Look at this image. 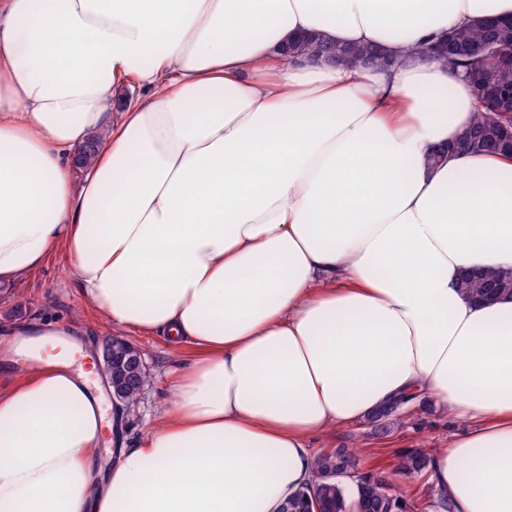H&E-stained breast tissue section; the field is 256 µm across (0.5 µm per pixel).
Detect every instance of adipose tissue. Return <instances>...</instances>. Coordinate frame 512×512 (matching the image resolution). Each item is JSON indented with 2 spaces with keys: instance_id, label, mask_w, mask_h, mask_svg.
<instances>
[{
  "instance_id": "adipose-tissue-1",
  "label": "adipose tissue",
  "mask_w": 512,
  "mask_h": 512,
  "mask_svg": "<svg viewBox=\"0 0 512 512\" xmlns=\"http://www.w3.org/2000/svg\"><path fill=\"white\" fill-rule=\"evenodd\" d=\"M494 16L512 0H0V285L63 255L111 328L194 351L131 448L71 339L19 323L0 512H280L310 437L411 395L465 425L435 494L512 512V296L460 287L512 269V157L429 163L478 105L412 52ZM305 32L406 61L283 56Z\"/></svg>"
}]
</instances>
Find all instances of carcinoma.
<instances>
[{
	"label": "carcinoma",
	"instance_id": "cac0c4a2",
	"mask_svg": "<svg viewBox=\"0 0 512 512\" xmlns=\"http://www.w3.org/2000/svg\"><path fill=\"white\" fill-rule=\"evenodd\" d=\"M456 50L438 59V63L460 71L478 70L497 84L512 88V68L500 66L494 54L473 57L466 53L474 43H494L502 35L490 31L485 23H476L451 31ZM288 49L314 60L338 63L344 66L365 62L377 50L368 46L340 47L323 42L313 35L302 36ZM512 129V101L498 108L485 106L477 112L471 126L457 139L462 153H494L498 149L500 132ZM461 288L472 297L492 299L512 295V270L487 269L466 275ZM408 400L401 399L390 408L370 419L374 431L385 433L402 420V408ZM431 448H410L403 452L385 470L376 465L363 471L361 460L354 449L334 448L316 458L315 480L286 500L282 512H452L445 498H434L426 490L397 491L393 476L413 478L428 472Z\"/></svg>",
	"mask_w": 512,
	"mask_h": 512
}]
</instances>
